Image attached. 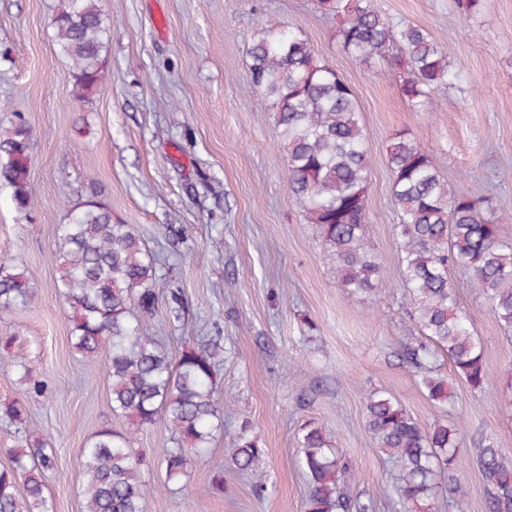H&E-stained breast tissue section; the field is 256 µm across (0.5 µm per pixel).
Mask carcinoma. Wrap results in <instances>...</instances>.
Instances as JSON below:
<instances>
[{"mask_svg": "<svg viewBox=\"0 0 512 512\" xmlns=\"http://www.w3.org/2000/svg\"><path fill=\"white\" fill-rule=\"evenodd\" d=\"M316 2L323 14L340 19L336 41L341 51L363 65L387 62L414 111L437 86L461 81L448 49L423 28L382 16L371 0ZM52 25L59 54L72 63L75 88L81 95L92 93L104 79L107 28L99 0H67ZM248 70L274 115L288 190L336 257L342 287L356 296L375 291L385 280L368 241L371 164L353 91L315 56L300 30L272 18L253 35ZM30 136L23 122L0 136V188L9 191L19 213L35 204ZM387 164L399 210L401 287L409 293L418 332L399 356L419 374L426 397L446 409L451 394L444 363L476 391L487 376L482 344L457 305L450 272L455 266L469 271L511 339L512 243L502 240L505 218L493 198L448 189L429 152L410 132L392 135ZM57 239L54 287L68 309L70 340L86 363L102 365L112 412L127 421L122 431L102 427L83 449L85 512H143L150 494L170 492L188 476L191 458L206 454L215 432L224 427L230 400L216 396L224 345L210 336L176 356L162 345L159 336L166 326L184 320L183 289L172 287L166 300L160 299L155 288L161 278L159 258L133 225L113 218L103 203L88 200L71 208ZM28 289L18 265L1 260L0 309L25 301ZM105 343L109 355L102 363L98 353ZM364 410L367 430L394 471L392 484L379 493L392 499L398 512H423L444 494L463 498L465 482L455 474L461 425L437 421L426 430L382 391L366 395ZM159 421L169 427L172 446L163 449L165 482L156 487L144 480V457L133 443L138 432ZM24 422L21 400L0 401L1 427ZM297 446L308 482L306 512H371L372 502L352 499L341 489L340 482L354 479V473L320 423L303 424ZM261 453L242 429L232 455L235 468L252 470ZM477 467L489 512H512V458L489 441L478 449ZM55 468L44 439L28 435L26 447L12 451V465L0 468V512H53L45 476Z\"/></svg>", "mask_w": 512, "mask_h": 512, "instance_id": "obj_1", "label": "carcinoma"}]
</instances>
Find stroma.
Returning <instances> with one entry per match:
<instances>
[{
  "instance_id": "1",
  "label": "stroma",
  "mask_w": 512,
  "mask_h": 512,
  "mask_svg": "<svg viewBox=\"0 0 512 512\" xmlns=\"http://www.w3.org/2000/svg\"><path fill=\"white\" fill-rule=\"evenodd\" d=\"M65 2L0 0V133L21 120L30 127L38 196L22 214L0 190V257L17 259L31 285L26 303L0 310V335L14 338L0 350V400L23 398L30 424L53 450L57 469L46 493L55 512H83L81 452L101 426L126 425L112 411L106 374L73 349L54 286L57 227L92 196L165 256L158 288L184 291L188 316L163 336L168 351L179 354L206 334L224 338L217 388L232 396L233 410L194 461L185 491L148 496L143 512H305L296 438L311 420L327 427L353 467L347 493L372 499V512H394L377 496L391 465L366 429L363 397L374 389L422 427L464 420L457 470L467 495L438 500L435 510L488 512L476 455L489 436L512 457V410L499 399L512 377V341L458 267L451 283L484 348V389L471 390L444 365L453 405L443 411L402 365L400 343L416 329L400 286L386 155L392 134L409 130L450 189L492 196L512 214V0H483L468 19L454 0H372L382 15L448 46L461 72L459 85L435 89L419 112L387 64L369 69L340 50L335 21L316 0H101L108 76L80 99L52 26ZM268 17L298 27L357 98L371 162L370 244L385 289L353 296L342 288L317 225L288 190L274 116L248 71L253 34ZM173 224L182 236H172ZM18 356L46 382V396L24 399ZM244 426L262 450L247 476L231 462ZM170 445L162 422L137 435L149 483L164 481L161 454ZM219 467L217 495L210 481Z\"/></svg>"
}]
</instances>
